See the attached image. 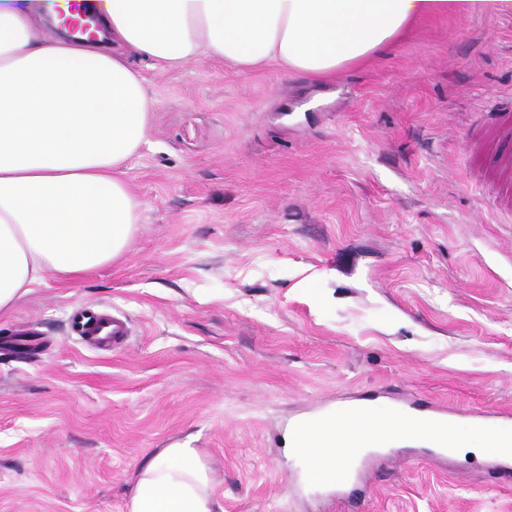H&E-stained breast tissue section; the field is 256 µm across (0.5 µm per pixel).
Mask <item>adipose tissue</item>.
<instances>
[{"mask_svg": "<svg viewBox=\"0 0 512 512\" xmlns=\"http://www.w3.org/2000/svg\"><path fill=\"white\" fill-rule=\"evenodd\" d=\"M71 0H0V312L47 274L73 278L120 255L139 202L123 167L153 100L127 51L167 70L219 58L313 78L360 62L412 21L512 10V0H102L107 39L47 38ZM127 512H212L197 449H162Z\"/></svg>", "mask_w": 512, "mask_h": 512, "instance_id": "1", "label": "adipose tissue"}]
</instances>
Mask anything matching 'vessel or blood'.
<instances>
[{"label": "vessel or blood", "instance_id": "obj_1", "mask_svg": "<svg viewBox=\"0 0 512 512\" xmlns=\"http://www.w3.org/2000/svg\"><path fill=\"white\" fill-rule=\"evenodd\" d=\"M96 0H75L74 14L66 18V25L83 32L84 24L95 13ZM467 146L477 155H487V175L499 187V204L512 207V111L488 113L485 125L467 140ZM70 335L100 350L120 346L129 334L126 319L102 309L79 305L68 318ZM352 422L339 423L319 435L304 438L300 454L311 476L323 486L340 491L358 482L372 456L365 448L366 435L361 422L372 421L374 408L356 402L350 407ZM390 433L400 437L427 439L436 449L435 460L448 456L455 437L448 425L453 412L428 406L411 397H401L392 411ZM476 429L488 433L493 447L499 453L494 461L502 478L512 482V423L494 426L479 421ZM331 447V455H324V447Z\"/></svg>", "mask_w": 512, "mask_h": 512}]
</instances>
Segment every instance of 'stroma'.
Masks as SVG:
<instances>
[{"mask_svg":"<svg viewBox=\"0 0 512 512\" xmlns=\"http://www.w3.org/2000/svg\"><path fill=\"white\" fill-rule=\"evenodd\" d=\"M123 177L141 203L106 266L49 275L0 313V512H127L137 473L184 441L213 512H512L470 447L432 464L409 440L357 504L300 490L297 417L390 392L458 423L512 412V212L464 141L512 107V11L422 20L317 82L276 63L170 70ZM125 316L102 351L72 305ZM39 343L12 350L13 324Z\"/></svg>","mask_w":512,"mask_h":512,"instance_id":"35a3bbf8","label":"stroma"}]
</instances>
